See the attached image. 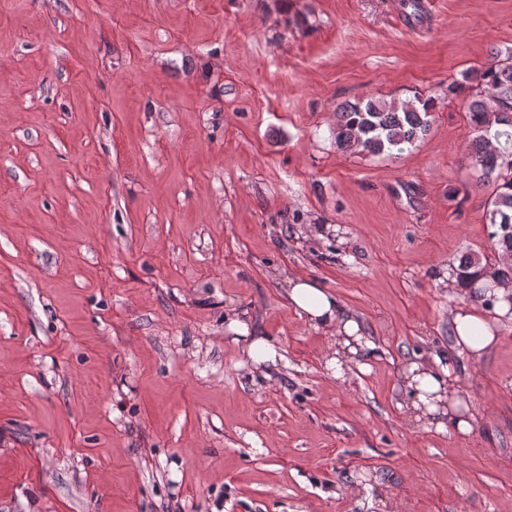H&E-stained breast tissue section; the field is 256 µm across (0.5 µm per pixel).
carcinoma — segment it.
Segmentation results:
<instances>
[{
    "label": "carcinoma",
    "instance_id": "1",
    "mask_svg": "<svg viewBox=\"0 0 512 512\" xmlns=\"http://www.w3.org/2000/svg\"><path fill=\"white\" fill-rule=\"evenodd\" d=\"M467 87L475 90L468 102L474 131L469 166L477 174V183L493 185L485 201L490 238L500 253L512 256V51L505 56L496 52L463 81L448 83V96ZM433 108V99L420 93L405 101L348 102L336 109L332 135L336 146L345 151L374 156L402 151L427 134ZM482 272L478 263L465 259L459 268L460 284L475 287Z\"/></svg>",
    "mask_w": 512,
    "mask_h": 512
}]
</instances>
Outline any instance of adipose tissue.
<instances>
[{
  "label": "adipose tissue",
  "instance_id": "adipose-tissue-1",
  "mask_svg": "<svg viewBox=\"0 0 512 512\" xmlns=\"http://www.w3.org/2000/svg\"><path fill=\"white\" fill-rule=\"evenodd\" d=\"M288 301L312 326L330 330L335 336L327 363L337 380H346L358 354L375 352L376 345L368 339L359 323L344 313L338 298L320 288L311 279L293 275L288 279ZM450 320L455 334L458 356L472 361L481 358L495 345L496 330L472 305L451 310ZM404 383L414 395L409 408L416 418L436 429L452 426L456 433L469 434L472 418L463 392L450 376L441 359L415 362L404 375Z\"/></svg>",
  "mask_w": 512,
  "mask_h": 512
}]
</instances>
